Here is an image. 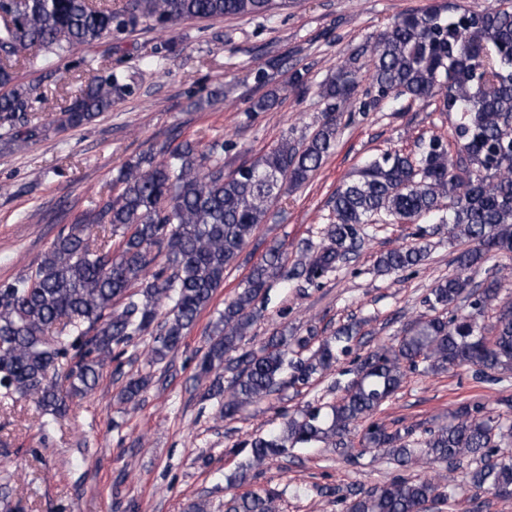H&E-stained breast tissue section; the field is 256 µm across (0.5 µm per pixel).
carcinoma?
<instances>
[{"label": "carcinoma", "mask_w": 512, "mask_h": 512, "mask_svg": "<svg viewBox=\"0 0 512 512\" xmlns=\"http://www.w3.org/2000/svg\"><path fill=\"white\" fill-rule=\"evenodd\" d=\"M288 0H0V122L8 142L40 140L46 126L17 124L32 107L30 89L16 80L20 63L55 78L78 46L132 33L146 24L170 29L188 20L270 17ZM374 63L369 89L357 98L359 57ZM89 82L60 108L57 130L80 127L138 85L117 66L88 62ZM323 123L308 136L283 137L254 160L224 171L220 139L205 148L186 141L141 154L113 178L119 186L100 205L82 212L55 238L36 268L0 283V389L31 398L53 414L96 386L100 371L125 353L134 337L150 334L148 361L177 350L196 319L224 284L258 227L286 187L306 184L336 144L345 105L367 112L401 98L433 102L448 113L455 150L439 136L404 155L368 158L331 200L334 220L319 244L304 242L299 265L286 269L281 248H269L244 288L213 325L198 379H210L204 397L232 418L280 392L308 387L351 353L360 333L354 318L329 336L314 327L302 336L272 335L256 349L243 348L271 279L290 285L320 280L351 262L370 231L385 224H414L417 242L380 254L374 272H403L427 256L425 239L448 229L469 244L455 257L458 273L435 283L424 299L433 315L415 318L396 342L378 345L353 360V378L334 403L306 405L283 415L279 427L255 435L235 476L247 484L267 460L294 448L322 443L356 462L369 451L400 467L439 462L431 477L400 476L383 485L349 487L337 502L342 512H421L466 495L483 512L478 492L512 497V419L481 402L448 412V421L423 430H388L376 422L380 407L418 371L474 369L479 379L512 374V300L502 297L508 276L496 270L476 285L469 273L492 256L512 255V4L482 11L441 0L397 16L318 85ZM122 231L118 247L112 237ZM495 320L484 323L488 309ZM148 383L132 376L127 400ZM364 424L354 448L352 430ZM469 465L466 483L455 472ZM285 491L233 494L224 512H278Z\"/></svg>", "instance_id": "cac0c4a2"}]
</instances>
